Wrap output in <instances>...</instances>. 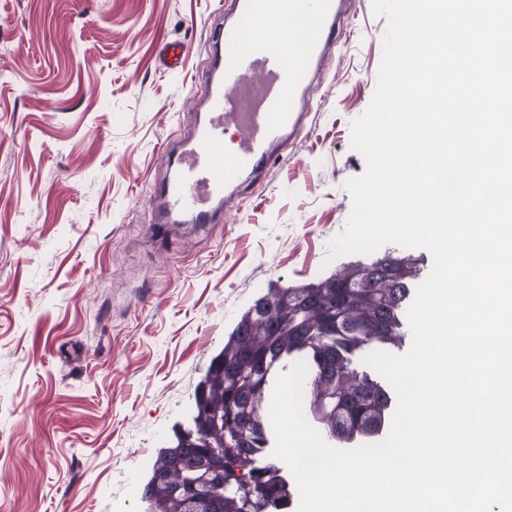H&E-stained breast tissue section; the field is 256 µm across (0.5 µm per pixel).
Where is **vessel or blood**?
I'll list each match as a JSON object with an SVG mask.
<instances>
[{
	"instance_id": "1",
	"label": "vessel or blood",
	"mask_w": 512,
	"mask_h": 512,
	"mask_svg": "<svg viewBox=\"0 0 512 512\" xmlns=\"http://www.w3.org/2000/svg\"><path fill=\"white\" fill-rule=\"evenodd\" d=\"M341 0H233L238 24L210 33L212 59L203 83L204 116L177 155V173L161 184L155 224H212L234 187L266 179L274 159L301 130L299 105L328 43L342 41ZM310 8L317 29L302 37L279 18Z\"/></svg>"
}]
</instances>
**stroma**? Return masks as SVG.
<instances>
[{
	"mask_svg": "<svg viewBox=\"0 0 512 512\" xmlns=\"http://www.w3.org/2000/svg\"><path fill=\"white\" fill-rule=\"evenodd\" d=\"M229 2L0 0V512H144L149 459L254 301L376 259L325 260L366 167L350 141L387 27L372 0H345L271 177L218 223L147 233Z\"/></svg>",
	"mask_w": 512,
	"mask_h": 512,
	"instance_id": "obj_1",
	"label": "stroma"
}]
</instances>
